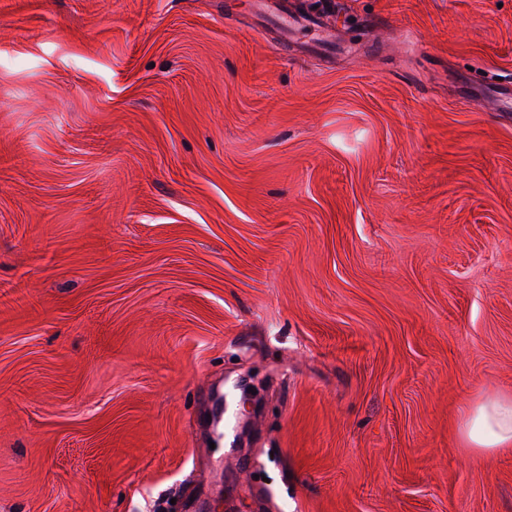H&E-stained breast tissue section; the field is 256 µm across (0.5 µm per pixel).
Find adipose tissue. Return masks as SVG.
Masks as SVG:
<instances>
[{
	"label": "adipose tissue",
	"instance_id": "adipose-tissue-1",
	"mask_svg": "<svg viewBox=\"0 0 512 512\" xmlns=\"http://www.w3.org/2000/svg\"><path fill=\"white\" fill-rule=\"evenodd\" d=\"M458 430L467 445L485 451L512 447V395L483 398L460 418Z\"/></svg>",
	"mask_w": 512,
	"mask_h": 512
}]
</instances>
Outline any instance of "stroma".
Segmentation results:
<instances>
[{
	"instance_id": "35a3bbf8",
	"label": "stroma",
	"mask_w": 512,
	"mask_h": 512,
	"mask_svg": "<svg viewBox=\"0 0 512 512\" xmlns=\"http://www.w3.org/2000/svg\"><path fill=\"white\" fill-rule=\"evenodd\" d=\"M247 2L0 0V512H512V0ZM276 7L273 19L279 36L288 41L289 37L305 38L309 50L321 49L325 44L334 42V15L328 11L314 14H301L294 1L282 0ZM458 430L469 448L495 451L512 447V395L487 396L460 418Z\"/></svg>"
}]
</instances>
